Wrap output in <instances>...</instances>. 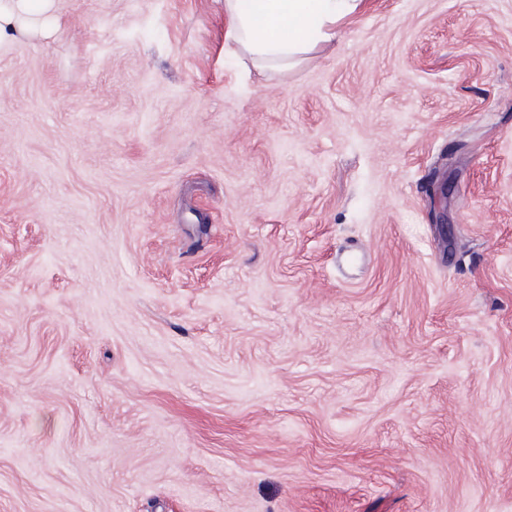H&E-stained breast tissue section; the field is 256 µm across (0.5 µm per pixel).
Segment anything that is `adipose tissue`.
Listing matches in <instances>:
<instances>
[{
	"label": "adipose tissue",
	"mask_w": 512,
	"mask_h": 512,
	"mask_svg": "<svg viewBox=\"0 0 512 512\" xmlns=\"http://www.w3.org/2000/svg\"><path fill=\"white\" fill-rule=\"evenodd\" d=\"M55 0H0V42L35 29ZM360 0H224V41L255 64L279 69L335 41L338 21Z\"/></svg>",
	"instance_id": "1"
}]
</instances>
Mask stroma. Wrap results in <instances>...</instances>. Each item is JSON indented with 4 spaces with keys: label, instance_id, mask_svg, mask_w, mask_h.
<instances>
[{
    "label": "stroma",
    "instance_id": "1",
    "mask_svg": "<svg viewBox=\"0 0 512 512\" xmlns=\"http://www.w3.org/2000/svg\"><path fill=\"white\" fill-rule=\"evenodd\" d=\"M336 30L0 46V512H512V0Z\"/></svg>",
    "mask_w": 512,
    "mask_h": 512
}]
</instances>
